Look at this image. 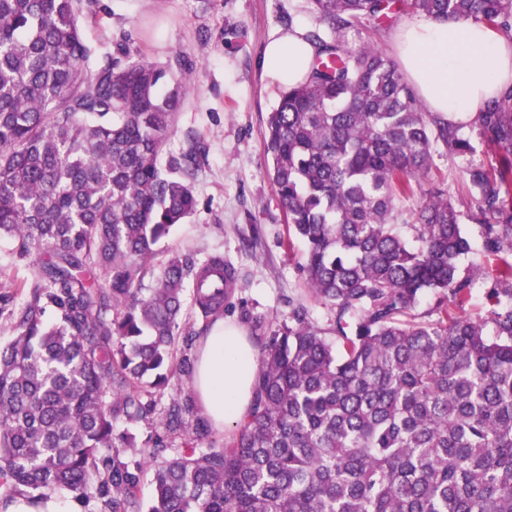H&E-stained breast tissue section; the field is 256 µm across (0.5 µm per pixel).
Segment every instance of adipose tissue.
<instances>
[{
    "mask_svg": "<svg viewBox=\"0 0 512 512\" xmlns=\"http://www.w3.org/2000/svg\"><path fill=\"white\" fill-rule=\"evenodd\" d=\"M301 27L278 34L264 47L261 67L273 81L305 82L314 54ZM396 60L430 112L469 122L486 100L512 87V39L482 23L409 20L394 36ZM257 359L243 332L216 321L201 337L194 378L198 402L216 428L248 411Z\"/></svg>",
    "mask_w": 512,
    "mask_h": 512,
    "instance_id": "1",
    "label": "adipose tissue"
}]
</instances>
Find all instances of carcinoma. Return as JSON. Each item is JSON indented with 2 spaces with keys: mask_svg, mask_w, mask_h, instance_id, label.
I'll return each mask as SVG.
<instances>
[{
  "mask_svg": "<svg viewBox=\"0 0 512 512\" xmlns=\"http://www.w3.org/2000/svg\"><path fill=\"white\" fill-rule=\"evenodd\" d=\"M307 2L308 81L281 93L266 132L273 187L307 245V295L264 337L250 410L224 447H203L204 424L175 403L149 450L114 424L149 418L192 371L188 354L174 359L193 340L186 283L211 322L233 278L221 256L153 264L197 205L200 144L159 164L187 89L125 45L92 50L98 0H0V235L38 266L19 284L24 307L0 294L15 320L0 346V480L13 490L94 498L101 512H512V88L466 135L377 44L346 39L400 13L510 30L512 0ZM473 133L494 162L471 159ZM439 144L467 160L463 204L429 191L411 246L395 202L415 196ZM464 215L490 260L480 280L461 265ZM478 283L492 308L476 318ZM427 291L440 316L416 321ZM310 300L335 327L311 321ZM127 454L158 459L145 508Z\"/></svg>",
  "mask_w": 512,
  "mask_h": 512,
  "instance_id": "cac0c4a2",
  "label": "carcinoma"
}]
</instances>
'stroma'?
<instances>
[{"mask_svg":"<svg viewBox=\"0 0 512 512\" xmlns=\"http://www.w3.org/2000/svg\"><path fill=\"white\" fill-rule=\"evenodd\" d=\"M99 24L87 27L93 47L124 44L158 65L183 58L190 73L184 104L167 140L176 153L189 134L201 137L206 156L193 178L197 207L160 242L171 252L203 262L220 255L235 271L224 319L244 329L254 348L288 320L289 298L304 294L300 267L306 248L290 241L286 213L269 176L263 134L281 85L264 77L261 50L278 30L311 29L306 0H98ZM17 243L0 238V282H14L15 306L28 299L23 280L36 268L14 263ZM192 380L174 377L147 420L117 423L147 441L173 402L194 400Z\"/></svg>","mask_w":512,"mask_h":512,"instance_id":"35a3bbf8","label":"stroma"}]
</instances>
